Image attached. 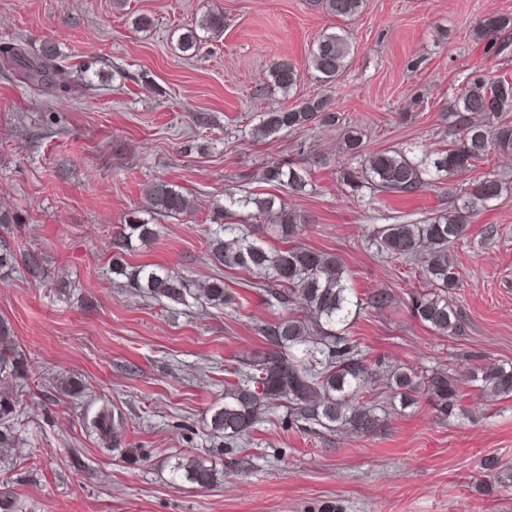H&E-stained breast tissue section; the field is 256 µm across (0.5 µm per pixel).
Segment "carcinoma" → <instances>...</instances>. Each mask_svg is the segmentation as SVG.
<instances>
[{
  "label": "carcinoma",
  "mask_w": 512,
  "mask_h": 512,
  "mask_svg": "<svg viewBox=\"0 0 512 512\" xmlns=\"http://www.w3.org/2000/svg\"><path fill=\"white\" fill-rule=\"evenodd\" d=\"M311 6L338 19H349L359 12L362 0H311ZM223 28V16L208 15L198 26H191L179 35V47L183 52L195 49L199 29L217 34ZM511 31L512 15L493 12L479 20L474 36L481 40L489 32ZM349 55L350 44L345 34L325 32L311 50L310 66L320 82L330 84L347 67ZM28 72L62 79L66 71L58 64L54 44L45 45L41 62L29 67ZM269 77L271 84L285 94L299 82L298 71L286 60L275 63ZM511 110L512 79L474 72L450 105L442 108L459 126L462 133L459 144L426 151L418 158L401 150L373 153L364 157L361 167L343 170L342 181L353 191L368 185L379 193L407 195L436 180L454 177L491 150L512 155V124L500 121V115ZM338 121L332 102L316 96L302 99L289 109L264 113L256 133L266 138L282 130L303 129L315 122L333 125ZM267 176L287 186L292 195L305 194L310 185V173L305 169L285 172L274 167L267 170ZM502 191L503 184L497 177H486L472 184L448 212L421 224H387L372 235V244L382 253L405 259L426 253L423 272L436 292L416 296L412 310L420 322L442 335L455 334L461 322L457 309L448 301V292L456 285L454 266L448 260V244L463 237L477 207L498 199ZM150 201L157 215L181 214L190 209L188 198L176 185L163 180L152 185ZM251 204L258 214L274 217L273 223L262 225V234H239L237 225L223 223L224 211ZM217 223L219 228L209 240L213 259L226 267L256 273L264 291L279 304L297 305L305 313H291L260 326L258 334L264 339L265 347L234 371L237 380L227 383L224 404L212 411L211 435L229 447L239 439L249 438L267 410L280 407L286 408L294 421L319 426L328 432L343 430L361 435L374 432L380 424L376 408L360 402L374 372L360 355L358 345L346 335L345 327L351 307L378 311L388 305L390 296L378 292L352 300L346 271L339 260L329 253L292 243L303 220L285 206H275L271 197L239 198L231 193L224 197ZM153 235L148 222L131 220L125 224L115 237L117 251L112 272L125 277L132 287L158 302L219 309L232 302L220 279L202 285L150 264L128 267L122 263L125 252L134 249V241L145 244ZM270 238L283 243V247L270 246ZM16 264V253L0 240V271H9ZM10 337L11 328L0 319V375L5 377L15 375L19 369L9 348ZM469 378L480 383L484 392L512 397V363L472 373ZM390 389L405 407L417 397L428 399L443 418L453 414L459 399L457 378L442 369L397 367L390 373ZM19 406L13 395L0 394L1 448L25 442ZM86 420L87 428L100 436L106 450L119 448L113 431L112 409L103 407ZM169 472L171 482L189 483L200 489L213 487L221 475L210 460L181 454L172 456Z\"/></svg>",
  "instance_id": "cac0c4a2"
}]
</instances>
